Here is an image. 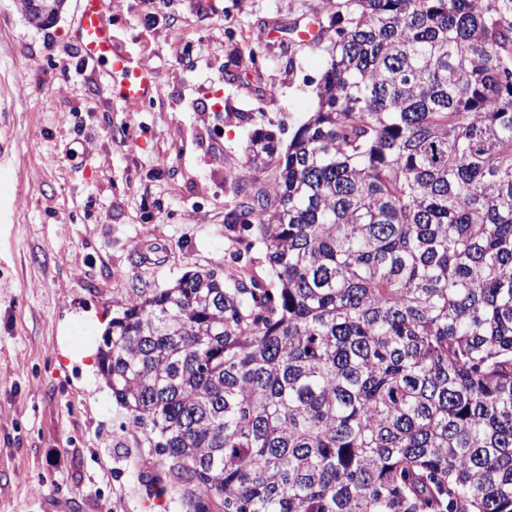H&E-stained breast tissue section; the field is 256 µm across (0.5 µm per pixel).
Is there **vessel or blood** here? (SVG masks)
<instances>
[{
  "instance_id": "vessel-or-blood-1",
  "label": "vessel or blood",
  "mask_w": 512,
  "mask_h": 512,
  "mask_svg": "<svg viewBox=\"0 0 512 512\" xmlns=\"http://www.w3.org/2000/svg\"><path fill=\"white\" fill-rule=\"evenodd\" d=\"M101 5L102 0H76L72 38L86 59L110 65L127 100H141L151 93L155 78L151 72L131 70L127 58L114 44L112 28L104 19Z\"/></svg>"
}]
</instances>
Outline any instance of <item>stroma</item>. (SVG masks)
Wrapping results in <instances>:
<instances>
[{"mask_svg": "<svg viewBox=\"0 0 512 512\" xmlns=\"http://www.w3.org/2000/svg\"><path fill=\"white\" fill-rule=\"evenodd\" d=\"M102 8L116 45L157 76L145 99L83 59L76 0L45 25L0 0V512H186L143 429L57 336L108 327L141 282L267 276L261 247L225 223L224 179L243 171L254 128L288 144L317 106L326 53L301 33L327 22L324 0ZM137 252L154 258L133 264ZM148 475L163 497L148 498Z\"/></svg>", "mask_w": 512, "mask_h": 512, "instance_id": "1", "label": "stroma"}]
</instances>
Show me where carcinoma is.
<instances>
[{
  "label": "carcinoma",
  "mask_w": 512,
  "mask_h": 512,
  "mask_svg": "<svg viewBox=\"0 0 512 512\" xmlns=\"http://www.w3.org/2000/svg\"><path fill=\"white\" fill-rule=\"evenodd\" d=\"M63 0H20L50 23ZM318 107L99 366L193 512H512V0H330Z\"/></svg>",
  "instance_id": "obj_1"
}]
</instances>
